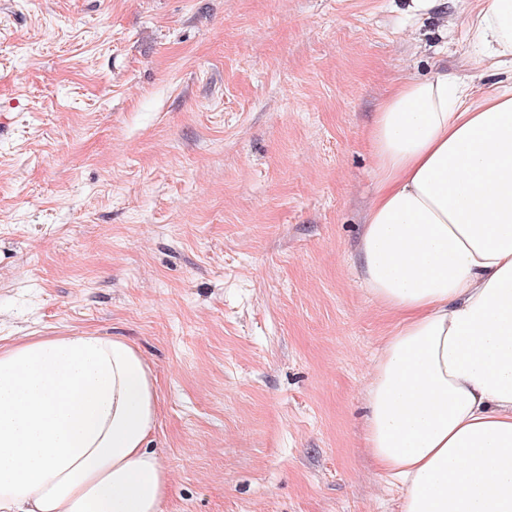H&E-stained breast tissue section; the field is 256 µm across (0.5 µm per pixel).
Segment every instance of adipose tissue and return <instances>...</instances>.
I'll list each match as a JSON object with an SVG mask.
<instances>
[{
    "label": "adipose tissue",
    "instance_id": "adipose-tissue-1",
    "mask_svg": "<svg viewBox=\"0 0 512 512\" xmlns=\"http://www.w3.org/2000/svg\"><path fill=\"white\" fill-rule=\"evenodd\" d=\"M476 67L512 58V0L471 21ZM358 246L396 319L366 389V446L401 512H512V86L396 85L370 130ZM152 369L119 336L0 347V512H162Z\"/></svg>",
    "mask_w": 512,
    "mask_h": 512
}]
</instances>
